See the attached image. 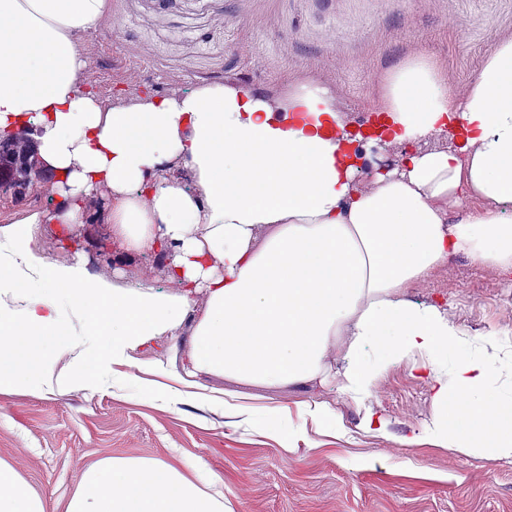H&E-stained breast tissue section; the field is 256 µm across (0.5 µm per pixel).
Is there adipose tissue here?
I'll list each match as a JSON object with an SVG mask.
<instances>
[{
    "label": "adipose tissue",
    "mask_w": 512,
    "mask_h": 512,
    "mask_svg": "<svg viewBox=\"0 0 512 512\" xmlns=\"http://www.w3.org/2000/svg\"><path fill=\"white\" fill-rule=\"evenodd\" d=\"M107 2L0 0V137L31 132L57 175L51 210L0 225V335L14 356L0 362V393L52 391L47 366L23 355L30 336L53 337L49 364L73 353L60 340L65 292L79 319L111 317L116 368L165 353L164 336L193 318L191 382L175 400L221 403L236 427L263 414L267 435L287 433L288 451L311 424L341 435L335 408H256L245 403L250 390L334 377L362 409L361 431L384 438L388 423L368 401L390 368L407 364L437 409L407 444L512 459V352L407 296L457 255L512 273V38L457 91L430 56L407 58L381 84L382 125L367 137L309 81L272 95L227 83L104 105L84 91L80 35ZM376 144L392 169L376 170ZM46 223L62 235L99 226L120 261L170 251L174 293L98 278L81 260L50 262ZM200 374L234 387L214 396ZM216 479L199 463L110 456L81 473L66 512H225L205 489ZM0 512H45L3 463Z\"/></svg>",
    "instance_id": "obj_1"
}]
</instances>
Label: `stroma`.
I'll return each instance as SVG.
<instances>
[{
    "label": "stroma",
    "instance_id": "stroma-1",
    "mask_svg": "<svg viewBox=\"0 0 512 512\" xmlns=\"http://www.w3.org/2000/svg\"><path fill=\"white\" fill-rule=\"evenodd\" d=\"M512 37V0H110L85 36L87 83L110 105L134 103L211 83H243L262 93L313 79L356 122L374 116L379 79L423 52L461 87L496 43ZM75 237L91 273L126 285L172 288L165 267L146 257L114 269L99 228ZM408 296L445 306L473 334L502 333L512 347V281L462 256L437 268ZM191 326L165 337V376L146 389L153 358L112 375L106 337L78 323L66 340L84 353L86 380L63 393L0 394V460L65 512L81 472L113 455L184 468L202 460L220 475L232 512H512V461L402 445L435 409L426 384L407 366L389 372L372 401L389 440L367 438L357 408L333 385L264 391L265 402H329L346 433L317 437L295 453L258 430L231 428L217 405L170 402L169 374L182 370Z\"/></svg>",
    "mask_w": 512,
    "mask_h": 512
}]
</instances>
